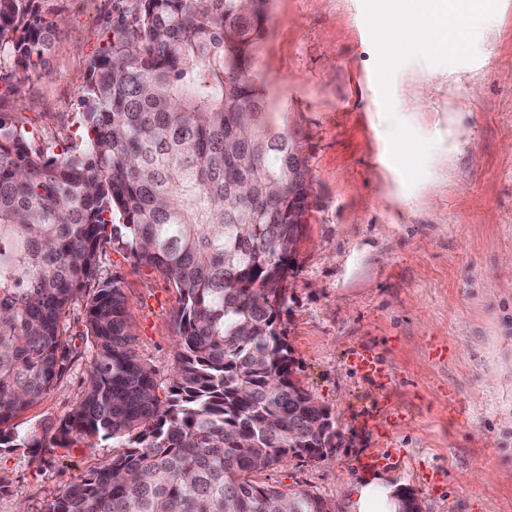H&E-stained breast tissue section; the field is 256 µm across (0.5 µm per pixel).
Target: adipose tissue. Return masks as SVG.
Wrapping results in <instances>:
<instances>
[{
  "label": "adipose tissue",
  "mask_w": 512,
  "mask_h": 512,
  "mask_svg": "<svg viewBox=\"0 0 512 512\" xmlns=\"http://www.w3.org/2000/svg\"><path fill=\"white\" fill-rule=\"evenodd\" d=\"M391 12L404 33L429 40L437 51H446L455 37L454 22L470 0H441L432 9L423 0H391ZM353 512H398L397 487L379 476L356 483L352 491Z\"/></svg>",
  "instance_id": "1"
}]
</instances>
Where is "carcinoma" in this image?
<instances>
[{"label": "carcinoma", "mask_w": 512, "mask_h": 512, "mask_svg": "<svg viewBox=\"0 0 512 512\" xmlns=\"http://www.w3.org/2000/svg\"><path fill=\"white\" fill-rule=\"evenodd\" d=\"M48 0H0V60L25 75L56 25ZM88 63V140L55 154L0 113V447L61 378L71 305L93 349L81 400L48 446L124 451L48 512H332L252 479L290 455L321 460L326 408L288 384L278 318L301 222L288 182L301 146L269 120L256 64L267 0H134ZM110 244L179 294L167 392L136 355L128 300L98 278ZM96 281L92 293H84Z\"/></svg>", "instance_id": "1"}]
</instances>
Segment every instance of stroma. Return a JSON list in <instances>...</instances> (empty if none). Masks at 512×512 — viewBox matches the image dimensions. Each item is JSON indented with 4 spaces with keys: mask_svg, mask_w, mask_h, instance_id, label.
Returning a JSON list of instances; mask_svg holds the SVG:
<instances>
[{
    "mask_svg": "<svg viewBox=\"0 0 512 512\" xmlns=\"http://www.w3.org/2000/svg\"><path fill=\"white\" fill-rule=\"evenodd\" d=\"M124 0H51V48L0 98L54 152L83 135L88 62ZM383 0H270L256 67L298 141L316 206L297 244L279 326L302 388L336 423L320 461L291 456L256 481L350 512L376 455L423 512H512V0H471L451 49L390 44ZM100 277L128 299L137 355L169 383L179 296L106 248ZM69 317L60 381L13 419L43 445L84 392L91 343ZM391 375L381 388L354 357ZM120 445L0 450V512H47Z\"/></svg>",
    "mask_w": 512,
    "mask_h": 512,
    "instance_id": "obj_1",
    "label": "stroma"
}]
</instances>
